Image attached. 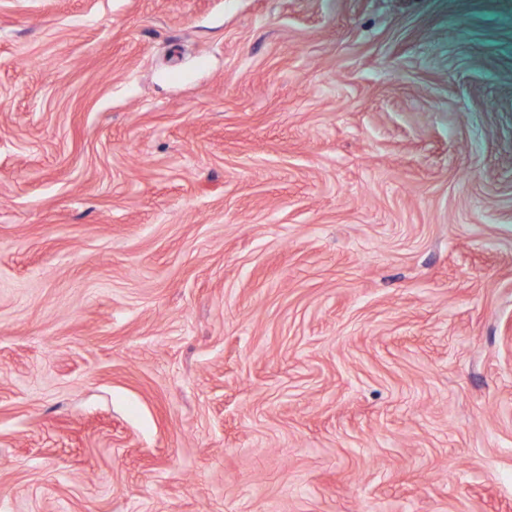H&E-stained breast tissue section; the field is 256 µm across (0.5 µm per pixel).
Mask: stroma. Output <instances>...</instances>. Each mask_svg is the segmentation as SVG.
<instances>
[{
    "mask_svg": "<svg viewBox=\"0 0 512 512\" xmlns=\"http://www.w3.org/2000/svg\"><path fill=\"white\" fill-rule=\"evenodd\" d=\"M0 512H512V0H0Z\"/></svg>",
    "mask_w": 512,
    "mask_h": 512,
    "instance_id": "obj_1",
    "label": "stroma"
}]
</instances>
